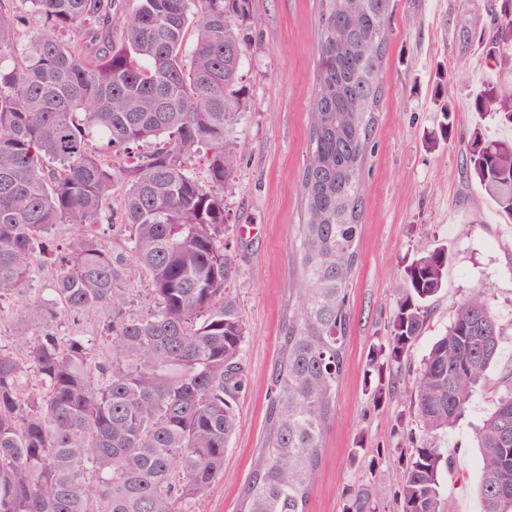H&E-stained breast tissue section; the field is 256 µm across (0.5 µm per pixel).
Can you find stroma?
Returning a JSON list of instances; mask_svg holds the SVG:
<instances>
[{
  "label": "stroma",
  "instance_id": "1",
  "mask_svg": "<svg viewBox=\"0 0 512 512\" xmlns=\"http://www.w3.org/2000/svg\"><path fill=\"white\" fill-rule=\"evenodd\" d=\"M253 14L252 44L240 71L245 115L237 135L244 148L237 177L224 193L225 237L235 244L238 268L230 288L248 328V382L237 400L242 424L224 456V479L197 501L196 512H234L265 434L269 376L292 286L290 234L300 218L298 186L307 161L316 0H253ZM486 19L475 0H394L351 290L348 360L309 512H343L346 489L360 484L394 494L401 481L398 451L409 445L400 417L408 411L414 378L458 304L476 288L488 292L503 331L488 370L489 390L476 393L448 431L451 471L440 500L441 512L481 510L475 432L496 398L512 392V222L465 177L459 143L476 121L469 108L473 95L488 88L512 91V68L486 65L478 42ZM447 110L456 134L451 142L439 132ZM440 243L448 246V286L409 348L393 396L373 404L367 355L386 342L402 265Z\"/></svg>",
  "mask_w": 512,
  "mask_h": 512
}]
</instances>
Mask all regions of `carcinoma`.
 <instances>
[{"mask_svg": "<svg viewBox=\"0 0 512 512\" xmlns=\"http://www.w3.org/2000/svg\"><path fill=\"white\" fill-rule=\"evenodd\" d=\"M317 2L296 280L266 436L236 512H308L348 357L393 0ZM480 7L487 66H511L512 0ZM32 17L43 29L26 38ZM251 17L252 0H0V310L15 323L0 327V512H194L224 478L247 337L227 288L237 269L224 192L240 164ZM470 107L487 124L463 140L464 173L512 219V139L489 132L512 126V94L480 92ZM103 223L124 237L121 250L99 242ZM59 224L78 237L60 243ZM46 276L52 298L13 304ZM447 283L444 244L403 266L370 371L402 370ZM92 311L103 314L96 335L62 330ZM500 336L477 288L424 358L408 419L418 432L397 459L399 512H440V438L485 383ZM476 446L481 512H512V393ZM386 508L364 484L344 504Z\"/></svg>", "mask_w": 512, "mask_h": 512, "instance_id": "obj_1", "label": "carcinoma"}]
</instances>
